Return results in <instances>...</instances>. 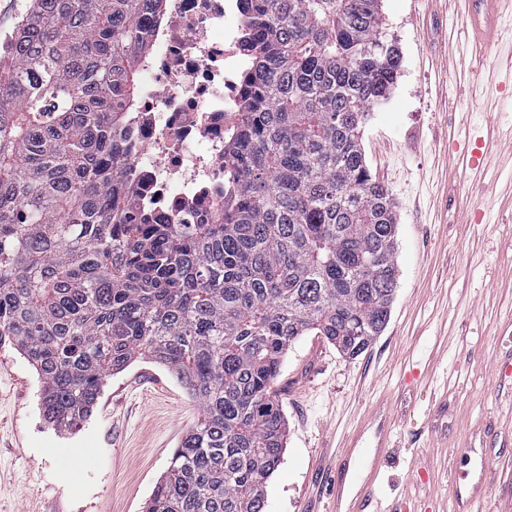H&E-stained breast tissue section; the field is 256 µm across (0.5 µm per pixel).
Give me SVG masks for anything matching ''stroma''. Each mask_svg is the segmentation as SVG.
<instances>
[{
  "label": "stroma",
  "instance_id": "1",
  "mask_svg": "<svg viewBox=\"0 0 512 512\" xmlns=\"http://www.w3.org/2000/svg\"><path fill=\"white\" fill-rule=\"evenodd\" d=\"M468 0H383L402 53L396 86L361 146L397 206L400 270L389 323L351 359L300 337L275 385L288 423L265 512H321L337 456L389 400L390 451L376 485L390 512L405 497L449 512L475 444L494 462L482 512H512V157L491 145L481 171L467 137L512 130V85L464 39ZM38 376L0 345V512H143L198 407L166 368L140 359L110 377L91 417L63 435L40 414Z\"/></svg>",
  "mask_w": 512,
  "mask_h": 512
}]
</instances>
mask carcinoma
<instances>
[{"mask_svg":"<svg viewBox=\"0 0 512 512\" xmlns=\"http://www.w3.org/2000/svg\"><path fill=\"white\" fill-rule=\"evenodd\" d=\"M252 58L224 197L192 223L122 180L144 14L164 0H29L0 52V339L60 434L140 357L199 417L143 512H263L301 336L344 355L385 330L397 213L361 148L401 52L382 0H243Z\"/></svg>","mask_w":512,"mask_h":512,"instance_id":"obj_1","label":"carcinoma"}]
</instances>
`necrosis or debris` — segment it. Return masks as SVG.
Returning a JSON list of instances; mask_svg holds the SVG:
<instances>
[{
	"instance_id": "obj_1",
	"label": "necrosis or debris",
	"mask_w": 512,
	"mask_h": 512,
	"mask_svg": "<svg viewBox=\"0 0 512 512\" xmlns=\"http://www.w3.org/2000/svg\"><path fill=\"white\" fill-rule=\"evenodd\" d=\"M242 0H166L148 24L143 94L127 115V154L141 202L202 214L224 191V152L244 110Z\"/></svg>"
}]
</instances>
